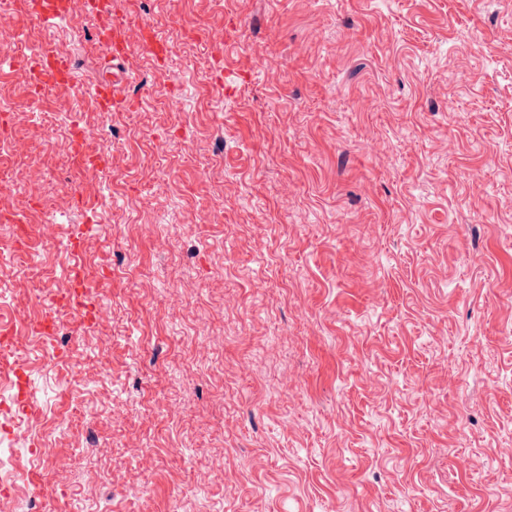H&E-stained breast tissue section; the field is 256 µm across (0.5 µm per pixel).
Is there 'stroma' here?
Instances as JSON below:
<instances>
[{
  "label": "stroma",
  "mask_w": 512,
  "mask_h": 512,
  "mask_svg": "<svg viewBox=\"0 0 512 512\" xmlns=\"http://www.w3.org/2000/svg\"><path fill=\"white\" fill-rule=\"evenodd\" d=\"M32 2L0 11V384L49 512H512V0H110L104 107L81 0ZM45 43L75 72L30 96ZM76 259L59 359L24 323L73 321Z\"/></svg>",
  "instance_id": "35a3bbf8"
}]
</instances>
